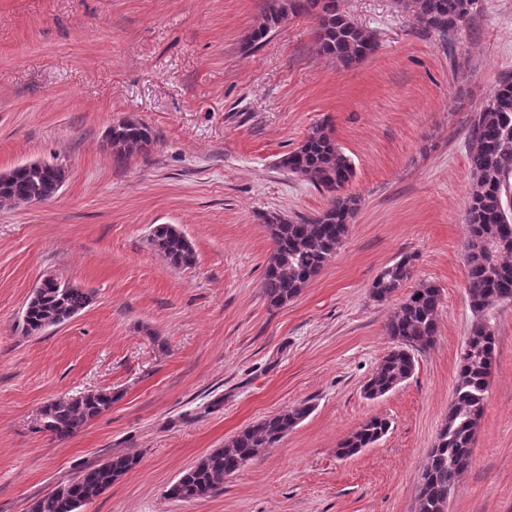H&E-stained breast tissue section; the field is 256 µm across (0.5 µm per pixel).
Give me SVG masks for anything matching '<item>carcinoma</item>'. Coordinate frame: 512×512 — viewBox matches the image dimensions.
Returning a JSON list of instances; mask_svg holds the SVG:
<instances>
[{"mask_svg":"<svg viewBox=\"0 0 512 512\" xmlns=\"http://www.w3.org/2000/svg\"><path fill=\"white\" fill-rule=\"evenodd\" d=\"M478 2L396 0L418 26L441 33L458 27L476 10ZM301 16L316 21L319 52L339 66L352 67L375 50L373 36L340 10L338 0H264L262 14L247 34L246 44L252 48L262 43L274 29ZM110 131L112 159L118 165L135 152L149 151L158 141L150 127L134 120L114 124ZM470 138L472 183L464 215V255L466 295L474 321L460 351L454 402L429 452L428 464L418 477L416 512H441L448 493L455 490L472 464L475 433L484 413L496 349V334L486 315L500 299L512 296V243L499 242L507 234L512 236V78L502 79L475 113ZM278 165L327 192L329 201L320 213L298 221L263 216L273 244L263 273V289L268 304L275 308L295 298L334 257L360 203L358 197L345 191L354 177V165L325 124L313 126ZM64 177L63 168L52 163L44 162L39 169H16L10 177H0V205H9L19 197L50 199ZM149 243L173 269H191L197 263L194 248L172 224L155 225ZM411 268L412 257L408 255L385 267L372 283L371 297L377 302L390 300L410 278ZM90 302V293L78 286L64 283L42 288L26 303L23 331L35 335L63 324ZM440 304V289L425 284L394 309L387 329L395 345L366 381V397L383 396L412 376L414 353L434 342ZM113 400L112 392L106 390L51 400L40 411L39 431L58 440L68 439L108 411ZM311 411L312 406L302 401L243 429L224 447L201 457L169 486L166 496L186 502L213 496L226 477L266 449L276 447ZM388 429L386 419L372 417L340 442L338 454L351 457L379 440ZM139 463L137 455L112 456L37 499L31 512H79Z\"/></svg>","mask_w":512,"mask_h":512,"instance_id":"cac0c4a2","label":"carcinoma"}]
</instances>
